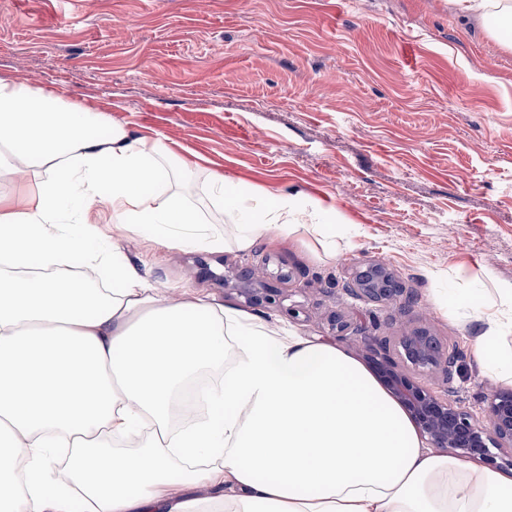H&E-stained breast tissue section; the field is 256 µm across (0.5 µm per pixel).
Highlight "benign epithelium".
<instances>
[{
	"label": "benign epithelium",
	"instance_id": "obj_1",
	"mask_svg": "<svg viewBox=\"0 0 512 512\" xmlns=\"http://www.w3.org/2000/svg\"><path fill=\"white\" fill-rule=\"evenodd\" d=\"M237 278L249 294L254 292L252 286L260 282L258 270L250 266L241 268ZM348 293L392 304L400 300L404 289L386 266L369 262L357 268ZM398 355L397 361L384 353L382 360L374 364V370L437 447L492 465L504 458L512 466V391L498 392L486 400L484 417L478 419L437 398L413 377L415 373H430L450 379L457 371L455 350L426 331H416L400 338Z\"/></svg>",
	"mask_w": 512,
	"mask_h": 512
}]
</instances>
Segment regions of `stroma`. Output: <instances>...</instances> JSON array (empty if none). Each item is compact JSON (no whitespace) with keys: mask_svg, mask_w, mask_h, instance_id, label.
Masks as SVG:
<instances>
[{"mask_svg":"<svg viewBox=\"0 0 512 512\" xmlns=\"http://www.w3.org/2000/svg\"><path fill=\"white\" fill-rule=\"evenodd\" d=\"M0 79L124 118L172 150L173 178L226 244L166 249L130 228L117 245L149 282L365 363L426 329L461 358L451 381L422 385L477 415L498 389L446 306L449 289L512 282V48L491 24L448 0H0ZM213 171L307 193L336 225L335 255L302 228L237 250ZM372 261L413 302L348 295ZM248 264L274 302L242 294Z\"/></svg>","mask_w":512,"mask_h":512,"instance_id":"stroma-1","label":"stroma"}]
</instances>
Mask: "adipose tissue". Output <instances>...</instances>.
Returning <instances> with one entry per match:
<instances>
[{
  "instance_id": "obj_1",
  "label": "adipose tissue",
  "mask_w": 512,
  "mask_h": 512,
  "mask_svg": "<svg viewBox=\"0 0 512 512\" xmlns=\"http://www.w3.org/2000/svg\"><path fill=\"white\" fill-rule=\"evenodd\" d=\"M169 155L118 117L0 79V179L30 176L0 194V512H74L75 486L83 512H512V471L427 448L357 358L193 291L167 298L109 254L105 200L113 231L223 247L168 188ZM210 185L239 250L301 226L336 235L305 194L246 195L218 172ZM496 293L448 302L480 327L475 358L512 382V283ZM218 368L208 420L174 427L187 383Z\"/></svg>"
}]
</instances>
